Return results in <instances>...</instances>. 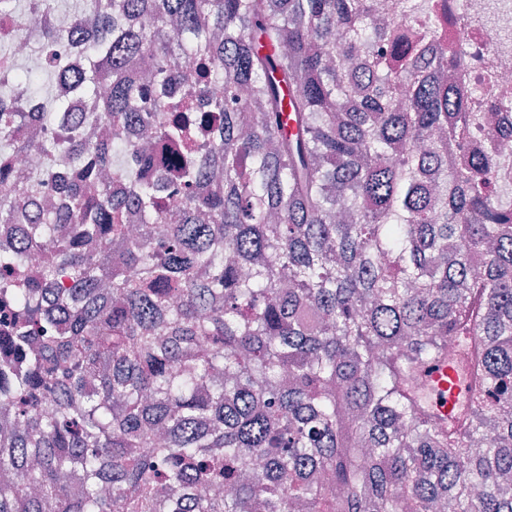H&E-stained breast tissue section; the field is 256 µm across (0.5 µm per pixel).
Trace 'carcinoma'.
Listing matches in <instances>:
<instances>
[{
	"label": "carcinoma",
	"mask_w": 512,
	"mask_h": 512,
	"mask_svg": "<svg viewBox=\"0 0 512 512\" xmlns=\"http://www.w3.org/2000/svg\"><path fill=\"white\" fill-rule=\"evenodd\" d=\"M91 6L71 88L112 138L51 94V218L42 177L0 169V512H512V126L463 111L458 50L406 30L413 0L390 26L374 0ZM31 118L0 110V152ZM117 152L136 183L102 181ZM452 336L444 425L415 374Z\"/></svg>",
	"instance_id": "carcinoma-1"
}]
</instances>
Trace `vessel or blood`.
Here are the masks:
<instances>
[{
  "instance_id": "1",
  "label": "vessel or blood",
  "mask_w": 512,
  "mask_h": 512,
  "mask_svg": "<svg viewBox=\"0 0 512 512\" xmlns=\"http://www.w3.org/2000/svg\"><path fill=\"white\" fill-rule=\"evenodd\" d=\"M423 383L421 388L426 407L440 423H447L461 405L465 385L452 363L451 354L435 357L424 363L416 373Z\"/></svg>"
}]
</instances>
